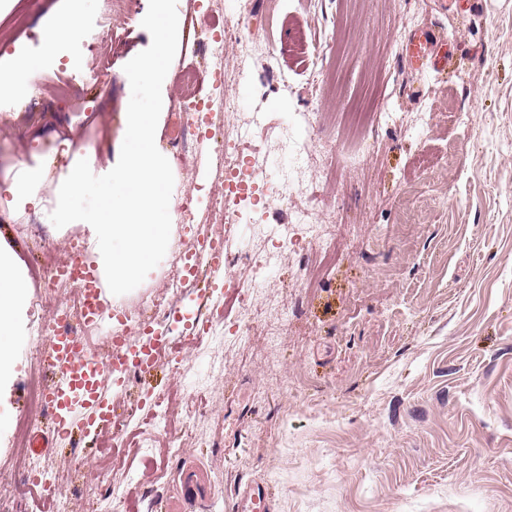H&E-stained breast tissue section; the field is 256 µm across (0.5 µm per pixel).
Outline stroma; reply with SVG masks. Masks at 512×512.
<instances>
[{
	"label": "stroma",
	"instance_id": "obj_1",
	"mask_svg": "<svg viewBox=\"0 0 512 512\" xmlns=\"http://www.w3.org/2000/svg\"><path fill=\"white\" fill-rule=\"evenodd\" d=\"M229 8V0H0V71L20 56L40 62L21 75L38 91L35 109H18L0 89V181L51 147L21 140L23 126L64 116L87 152L76 201L85 223L12 218L0 197V236L28 282L0 377V470L16 482L15 512H41L45 500L16 461L23 424L48 439L45 467L76 512H237L254 483L269 491L268 512H512V0L457 9L440 0H251L247 41L224 47L235 108L209 123L251 128L276 157L289 124L312 120L305 177L336 236L326 248L302 243L304 264L279 263L268 288L278 309L260 299L240 312L217 279L184 289L162 327L151 301L181 275L176 252L218 231L233 240L242 232L213 222L224 165L211 140L176 133L182 85L210 71L205 44ZM61 13L78 29L45 53L40 30ZM430 29L455 54L440 76L406 60L409 35ZM336 32L342 49L311 63ZM156 56L161 75L129 87L131 69ZM131 101L159 115L175 245L111 298L101 337L137 311L149 332L176 342L216 301L226 335L189 345L181 373L162 356L149 374L105 381L127 418L121 437L108 426L67 436L52 411L28 407L30 382L54 377L49 349L36 341L48 317L37 275L51 270L44 244L62 262L73 236L91 241L88 221L105 209L100 187L111 176L95 153L110 140L119 146L111 165L124 162L132 146L116 117ZM330 163L333 182L319 180ZM277 319V343L257 354L235 349L237 329ZM161 396L182 450L169 453L161 439L146 459L137 443L148 432L128 410ZM192 467L206 480L185 506L182 478ZM120 480L129 494L116 500Z\"/></svg>",
	"mask_w": 512,
	"mask_h": 512
}]
</instances>
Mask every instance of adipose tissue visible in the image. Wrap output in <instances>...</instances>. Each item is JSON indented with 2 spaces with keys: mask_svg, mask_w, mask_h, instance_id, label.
<instances>
[{
  "mask_svg": "<svg viewBox=\"0 0 512 512\" xmlns=\"http://www.w3.org/2000/svg\"><path fill=\"white\" fill-rule=\"evenodd\" d=\"M124 140L141 143V152L130 154L123 166L113 169L112 178L103 186L112 209L107 219L94 227L97 262L100 271L110 272L113 288L132 286L159 249L172 240L171 228L153 220L162 199L157 193L165 183L168 159L154 147L157 140V113L141 111L129 102L121 115ZM51 139V149L33 164H20L16 174L0 184L8 197L11 214L43 212L52 224H79L83 217L70 205L72 195L82 189L81 173L76 160L79 145L67 125H59ZM66 165L69 176L57 190L53 202H46L39 189L53 168ZM27 286L19 275L16 260L0 254V341L8 342L16 307Z\"/></svg>",
  "mask_w": 512,
  "mask_h": 512,
  "instance_id": "1",
  "label": "adipose tissue"
}]
</instances>
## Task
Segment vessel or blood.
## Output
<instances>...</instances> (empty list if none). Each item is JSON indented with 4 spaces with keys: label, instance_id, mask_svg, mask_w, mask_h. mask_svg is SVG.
Masks as SVG:
<instances>
[{
    "label": "vessel or blood",
    "instance_id": "1",
    "mask_svg": "<svg viewBox=\"0 0 512 512\" xmlns=\"http://www.w3.org/2000/svg\"><path fill=\"white\" fill-rule=\"evenodd\" d=\"M406 52L411 62L422 61L437 70L445 69L450 60L447 45L429 31L413 34L406 44ZM194 265L210 269L212 278L222 277L223 244L213 242L202 248ZM65 276L81 288L86 309L92 319H104V289L99 275L88 260L84 256H77ZM114 342L118 352L127 355L130 361L137 364L139 370L144 371L152 366L158 349L157 343L136 348L124 336L115 337ZM50 359L56 378L47 390V398L60 431L66 432L77 426L87 430L107 422L111 407L100 386L104 374L103 366L73 349L64 336L57 337Z\"/></svg>",
    "mask_w": 512,
    "mask_h": 512
}]
</instances>
